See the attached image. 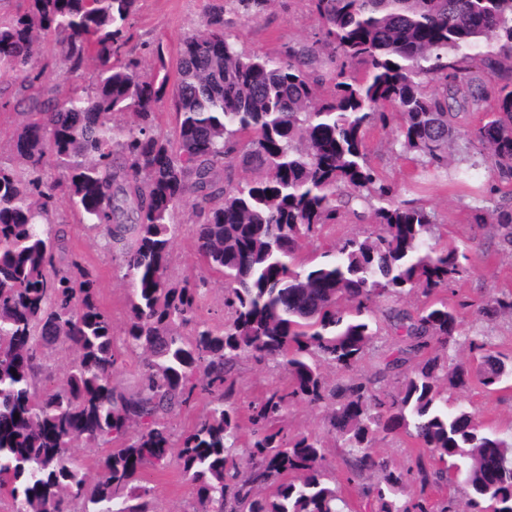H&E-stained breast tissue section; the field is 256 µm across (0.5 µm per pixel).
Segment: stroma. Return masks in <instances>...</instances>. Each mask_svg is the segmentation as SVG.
<instances>
[{
	"instance_id": "35a3bbf8",
	"label": "stroma",
	"mask_w": 512,
	"mask_h": 512,
	"mask_svg": "<svg viewBox=\"0 0 512 512\" xmlns=\"http://www.w3.org/2000/svg\"><path fill=\"white\" fill-rule=\"evenodd\" d=\"M224 11L228 31L238 47L250 53L277 55L287 43H309L316 39L320 21L308 0H275L265 13L246 19L237 11L235 0H138L131 19L128 48L142 60L143 71H150L152 62L145 56V47L162 43L169 67H176L183 39L199 29L212 9ZM33 64L43 71L42 78L26 82L17 74L0 81V161L13 160V140L31 101L41 102L63 97L72 86L91 87L95 80L93 66H86L77 75H69L59 56L54 34L42 35ZM370 165L392 182L398 199L414 200L435 212L441 241L465 242L473 248L474 266L466 279L448 294L449 303L469 298L481 301L491 296L512 293V248L501 242L494 211L512 206V183L501 182L488 168H481L477 179L457 186L452 175L435 172L399 154L390 129L373 126L366 136ZM179 227L171 249L170 269L173 278L195 270L197 266L193 216L189 207L177 213ZM56 229L65 235L70 257L78 259L97 279L98 301L112 318L115 330H122L129 314V292L121 261L104 247L98 230L80 223L67 201H60L54 216ZM369 209L347 214L338 223L326 226L318 239L307 244L302 256L313 260L324 243L357 233L373 231ZM466 325L484 328L491 349L505 363H512V317L482 324L474 309L460 310ZM237 404L247 409L270 388L284 385L287 374L275 362L256 363L243 357L234 367ZM449 403H469L486 428L512 432V388L489 391L478 383L463 390L448 393ZM285 429L289 434L312 433L321 437L326 446L327 475L342 496L351 501L354 512H373V501L361 498L345 482V456L329 432L328 411L303 403L288 410ZM153 489L155 512H185L193 501V486L175 468L156 472L149 477Z\"/></svg>"
}]
</instances>
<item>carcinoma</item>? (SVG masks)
Here are the masks:
<instances>
[{"instance_id": "obj_1", "label": "carcinoma", "mask_w": 512, "mask_h": 512, "mask_svg": "<svg viewBox=\"0 0 512 512\" xmlns=\"http://www.w3.org/2000/svg\"><path fill=\"white\" fill-rule=\"evenodd\" d=\"M26 2L0 20V80L39 79L31 62L49 32L65 64L90 62L96 79L22 113L16 162L0 161V487L12 512H150L147 476L172 463L195 485L194 512H352L325 480L323 441L284 431L296 402L334 404L345 480L372 496L377 512H435L426 489L448 483L470 512H512V439L442 397L445 382L464 389L474 377L489 390L512 382L485 331L463 332L456 308L430 300L468 276L472 257L439 243L433 211L396 201L365 149L368 129L394 115L402 151L446 171L459 111L473 105L484 119L466 131L467 143L512 180V0H308L320 38L275 58L239 49L215 10L183 40L173 82L162 43L150 74L126 54L138 0ZM236 2L245 16L273 4ZM322 54L334 65L328 96ZM170 83L173 141L155 133ZM51 158L64 169L52 185ZM235 168L258 176L233 185ZM61 196L107 247H120L131 298L119 336L93 274L76 259L57 265L66 250L52 227ZM184 202L201 265L224 277L222 325L202 319L204 276L170 274ZM355 205L372 210L378 230L300 263L302 245ZM496 224L512 247V209L499 210ZM414 292L425 301L408 309ZM388 302L397 356L372 378L354 375ZM478 314L512 315V294L488 298ZM451 343L468 350L466 361L436 354L402 374L397 392L380 387L432 345ZM47 347L75 354L58 385L42 383ZM124 354L140 359L132 393L116 382ZM242 356L278 360L288 374L250 406L244 443L230 377ZM326 366L341 372L332 385ZM199 400L206 413L175 435L170 419ZM397 432L422 448L414 470L369 452L379 434ZM77 442L106 449L95 473L69 451ZM368 473L375 482L365 485ZM409 482L419 493L403 500Z\"/></svg>"}]
</instances>
